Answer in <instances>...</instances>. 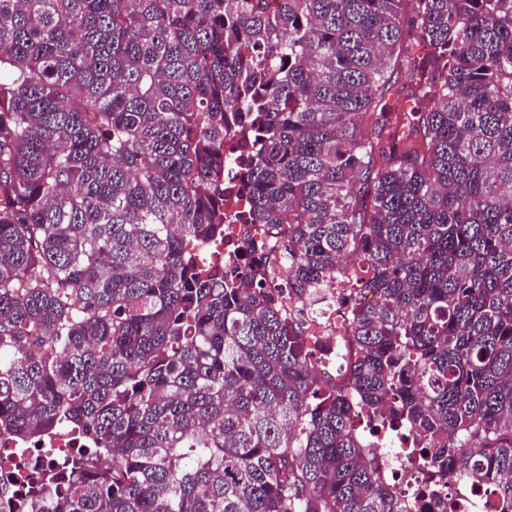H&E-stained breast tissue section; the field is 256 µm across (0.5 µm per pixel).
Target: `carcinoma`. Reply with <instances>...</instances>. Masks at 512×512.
<instances>
[{
	"label": "carcinoma",
	"instance_id": "cac0c4a2",
	"mask_svg": "<svg viewBox=\"0 0 512 512\" xmlns=\"http://www.w3.org/2000/svg\"><path fill=\"white\" fill-rule=\"evenodd\" d=\"M230 222L349 283L336 370L263 256L195 269ZM377 424L512 512V0H0V437L80 441L0 497L411 512Z\"/></svg>",
	"mask_w": 512,
	"mask_h": 512
}]
</instances>
